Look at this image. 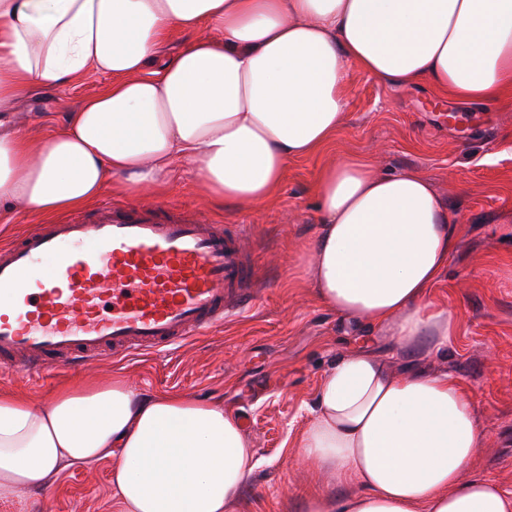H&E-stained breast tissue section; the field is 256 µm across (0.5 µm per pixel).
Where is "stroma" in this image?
Segmentation results:
<instances>
[{"mask_svg": "<svg viewBox=\"0 0 512 512\" xmlns=\"http://www.w3.org/2000/svg\"><path fill=\"white\" fill-rule=\"evenodd\" d=\"M350 97L335 141L290 161L283 183L259 206L209 205L195 172L176 166L160 195L166 206L217 224L243 225L242 244L256 267L254 308L164 353L105 357L73 372L40 377L0 370V390L43 400L76 380L120 375L144 394L187 393L220 403L244 421L257 466L225 512H306L304 498L330 489L325 469L303 458L299 436L317 390L336 361L354 352L389 358V336L323 307L303 274L317 224L314 183L326 163L361 154L375 172L410 168L432 181L464 236L431 290L458 313L444 357L422 361L448 372L474 402L484 436L469 472L512 491V97L494 103L439 99L427 84L396 86L349 65ZM87 74L63 90L26 95L7 121L44 132L65 121L106 84ZM113 457L73 464L46 491L24 494L26 512H120Z\"/></svg>", "mask_w": 512, "mask_h": 512, "instance_id": "obj_1", "label": "stroma"}]
</instances>
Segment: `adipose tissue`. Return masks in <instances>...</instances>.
I'll return each instance as SVG.
<instances>
[{"label": "adipose tissue", "instance_id": "adipose-tissue-1", "mask_svg": "<svg viewBox=\"0 0 512 512\" xmlns=\"http://www.w3.org/2000/svg\"><path fill=\"white\" fill-rule=\"evenodd\" d=\"M203 26L214 37H196ZM351 61L392 85L503 100L512 0H0V113L35 88L110 78L46 135L0 128V223L112 187L150 203L178 165L215 201L263 204L290 161L340 131ZM315 195L305 273L317 299L399 350L446 353L457 313L429 292L463 227L432 182L354 155L319 170ZM482 445L455 377L342 357L300 448L361 491L309 495L307 512H512V491L467 473ZM111 454L122 512H224L256 467L239 419L191 395L147 396L119 376L37 403L0 391V501Z\"/></svg>", "mask_w": 512, "mask_h": 512}]
</instances>
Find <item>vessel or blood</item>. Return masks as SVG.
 <instances>
[{
    "mask_svg": "<svg viewBox=\"0 0 512 512\" xmlns=\"http://www.w3.org/2000/svg\"><path fill=\"white\" fill-rule=\"evenodd\" d=\"M242 227L103 206L0 246V368L38 375L161 351L254 301Z\"/></svg>",
    "mask_w": 512,
    "mask_h": 512,
    "instance_id": "vessel-or-blood-1",
    "label": "vessel or blood"
}]
</instances>
